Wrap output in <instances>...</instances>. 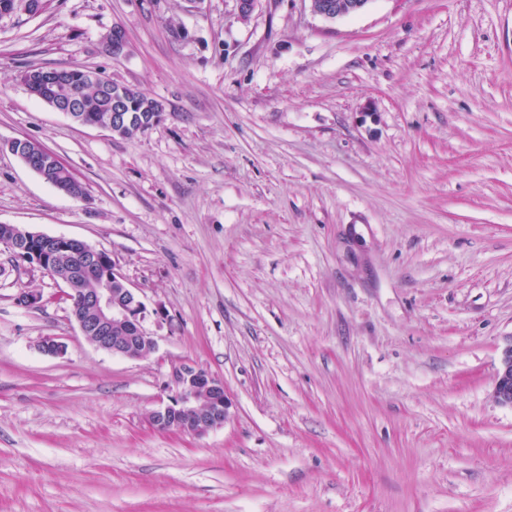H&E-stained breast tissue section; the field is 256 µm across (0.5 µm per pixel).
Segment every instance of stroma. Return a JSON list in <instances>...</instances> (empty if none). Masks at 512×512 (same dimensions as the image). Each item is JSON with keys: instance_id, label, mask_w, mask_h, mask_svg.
Instances as JSON below:
<instances>
[{"instance_id": "obj_1", "label": "stroma", "mask_w": 512, "mask_h": 512, "mask_svg": "<svg viewBox=\"0 0 512 512\" xmlns=\"http://www.w3.org/2000/svg\"><path fill=\"white\" fill-rule=\"evenodd\" d=\"M63 65L140 89L161 121L124 139L20 80ZM0 224L107 251L157 342L91 346L63 282L0 246V512H512V409L492 396L512 344V0L0 19ZM183 367L223 379L224 428L148 424ZM311 11L325 20H337L365 10L371 0H308ZM27 142H28L27 139H14L9 143V146H8L9 150L13 154L17 155L19 158L23 159L26 166H28L32 170H35L38 173V175L41 177V179L44 180V182L56 187L57 189L63 191L64 193L68 194L71 197L82 198L83 196L80 195L78 192L85 193V188L82 184H79L76 187V190L78 192L74 189V184H77L79 182V180L73 174L71 175V181L67 182L69 179V175H70V171L67 168L62 166V167L58 168L55 171V174L53 175L54 179L56 181L67 182V184L65 186H63L61 184H57L54 181V179L50 176L51 174L49 173V171L44 166L39 168L38 171L33 168L32 164L29 163L27 160V157H26L27 152L24 151L27 149Z\"/></svg>"}]
</instances>
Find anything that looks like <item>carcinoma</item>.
<instances>
[{
    "label": "carcinoma",
    "instance_id": "cac0c4a2",
    "mask_svg": "<svg viewBox=\"0 0 512 512\" xmlns=\"http://www.w3.org/2000/svg\"><path fill=\"white\" fill-rule=\"evenodd\" d=\"M49 0H0V18L12 15H32V11L43 12L48 6ZM55 71L69 77L68 90L78 95L80 112L83 121L87 124L106 121L110 113L104 108L118 104L123 111L132 116V121L118 127L113 134L125 139H131L143 130L141 124L150 119L154 113L164 110L163 104L142 91L115 83L107 79L105 83L88 82V69L79 66H63L55 68ZM77 262L73 254H66L57 259L50 276L57 279L69 277L71 267Z\"/></svg>",
    "mask_w": 512,
    "mask_h": 512
}]
</instances>
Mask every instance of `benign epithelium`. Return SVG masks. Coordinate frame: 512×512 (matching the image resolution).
Segmentation results:
<instances>
[{
    "mask_svg": "<svg viewBox=\"0 0 512 512\" xmlns=\"http://www.w3.org/2000/svg\"><path fill=\"white\" fill-rule=\"evenodd\" d=\"M311 11L325 20H337L365 10L372 0H309ZM106 53L114 58L125 54L127 41L119 27L112 28L103 42ZM44 102L58 112L74 117L71 101L62 92L51 94ZM38 175L44 182L71 197L80 194L74 189L76 177L66 185L58 184L49 171L41 167ZM0 244L16 256L25 258L42 269H48L62 252L79 253L83 269H97L103 285L89 293L76 288L82 272L72 273L65 281L67 288L81 297L92 315L75 318L85 340L95 348L127 359L144 356L145 350L156 348V339L144 326L146 307L136 292L128 287L117 289L112 282L122 281L115 270V263L108 262L104 250L88 242L67 236H51L30 231L15 224L0 226ZM41 352L50 356L66 353L67 347L53 336L44 337L39 343ZM177 396L172 404L157 409L147 416L148 423L159 430L200 436L221 429L229 419L231 401L224 382L201 368L184 367L174 372ZM493 398L502 406L512 407V345L501 354L493 389Z\"/></svg>",
    "mask_w": 512,
    "mask_h": 512,
    "instance_id": "benign-epithelium-1",
    "label": "benign epithelium"
}]
</instances>
